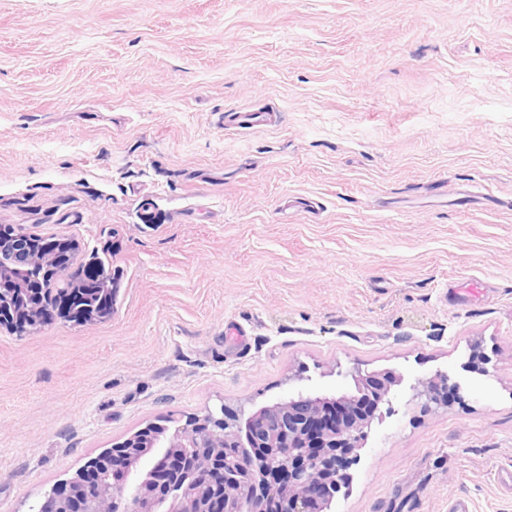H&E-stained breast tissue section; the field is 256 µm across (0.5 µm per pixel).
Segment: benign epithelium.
I'll return each instance as SVG.
<instances>
[{
	"label": "benign epithelium",
	"mask_w": 512,
	"mask_h": 512,
	"mask_svg": "<svg viewBox=\"0 0 512 512\" xmlns=\"http://www.w3.org/2000/svg\"><path fill=\"white\" fill-rule=\"evenodd\" d=\"M2 248L23 253L21 266L64 271L70 264L72 242L27 252L15 240ZM46 314L32 305H16L0 296V321L29 329L43 324ZM354 389L338 395H309L302 391L254 412H232L220 406L160 439L133 433L143 448H114L109 461L88 460L60 488L50 490L31 512H328L330 501L350 480L351 462L387 400L395 380L351 375ZM440 378L419 383L415 397L448 405V390ZM369 403L352 418L320 426L337 404ZM250 448L260 452L252 454ZM171 471L166 486L158 474Z\"/></svg>",
	"instance_id": "7a95c632"
}]
</instances>
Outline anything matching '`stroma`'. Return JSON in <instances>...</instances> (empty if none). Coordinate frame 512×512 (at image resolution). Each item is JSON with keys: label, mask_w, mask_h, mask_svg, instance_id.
<instances>
[{"label": "stroma", "mask_w": 512, "mask_h": 512, "mask_svg": "<svg viewBox=\"0 0 512 512\" xmlns=\"http://www.w3.org/2000/svg\"><path fill=\"white\" fill-rule=\"evenodd\" d=\"M0 224L113 287L0 327V512L352 368L396 383L330 512H512V0H0ZM277 116L269 112H237L228 122L237 130H248L258 125H272L277 122ZM100 276H98L97 278V282L100 283L101 285V288H97L96 285H94L93 281L90 283L88 282H83L82 280L80 281L78 279V277H76L77 274L71 276L72 279L74 281H78L80 284L78 285H81V288L82 289H75V290H85L83 288H97V295L100 296L99 298V301L96 303L95 306L93 307H86L87 308V311L83 313V317L86 318V319H93V318H103L105 317V315H103V312L98 310L97 309V306L100 302V300H104L106 299L107 297L111 298V295H110V292H109V288L108 287V283L110 282V277H109V273L108 271L106 270V268L104 266L100 267ZM77 285V286H78ZM441 377L431 378L426 381L419 383V386L415 389L416 398H425L426 401L434 403L436 405L447 406L448 405V386L444 390L439 388Z\"/></svg>", "instance_id": "1"}]
</instances>
